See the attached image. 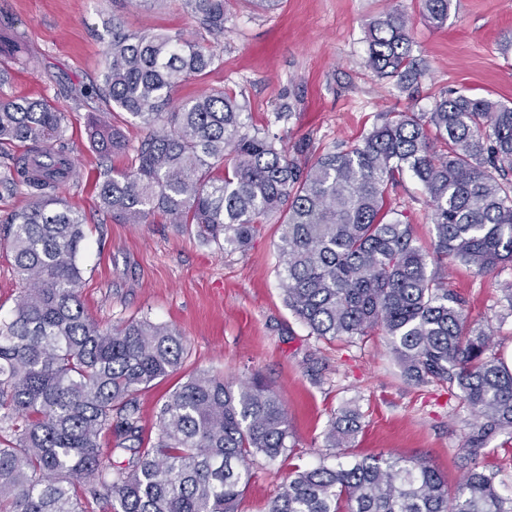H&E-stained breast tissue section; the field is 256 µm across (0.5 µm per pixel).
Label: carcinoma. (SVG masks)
<instances>
[{
    "label": "carcinoma",
    "instance_id": "carcinoma-1",
    "mask_svg": "<svg viewBox=\"0 0 512 512\" xmlns=\"http://www.w3.org/2000/svg\"><path fill=\"white\" fill-rule=\"evenodd\" d=\"M200 38L112 25L102 82L91 93L146 130L129 148L104 120L89 129L104 159L134 151L127 171L104 172L101 210L124 224L157 214L196 224L222 249L249 246L276 216L277 273L288 308L318 339L386 336L405 378L457 386L478 417L453 489L422 461L382 455L291 471L267 512H508L487 443L512 435V370L490 327L429 262L483 275L512 263V106L444 92L428 112H389L362 139L317 156L272 129L248 126L222 91L175 99L183 82L219 60L226 0H183ZM424 20L448 22L452 0H421ZM413 19L391 9L368 31L367 66L405 89L422 75L410 57ZM26 62L20 36L0 30V59ZM65 113L45 98L0 95V188L23 192L11 214L14 262L24 282L0 322V512H237L255 461L294 447L277 394L259 377L234 385L208 371L187 378L145 439L135 395L177 371L186 353L173 327L133 319L102 328L80 299L77 258L85 219L61 189L74 173ZM409 172L425 190L433 251L416 245L389 188ZM346 407L324 434L342 448L360 428ZM130 451L122 460L102 456Z\"/></svg>",
    "mask_w": 512,
    "mask_h": 512
}]
</instances>
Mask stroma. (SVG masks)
Instances as JSON below:
<instances>
[{
	"mask_svg": "<svg viewBox=\"0 0 512 512\" xmlns=\"http://www.w3.org/2000/svg\"><path fill=\"white\" fill-rule=\"evenodd\" d=\"M414 21L412 55L426 76L415 92L379 77L366 64L369 24L389 7ZM220 60L203 77L178 87L189 99L212 90L235 95L253 125L274 123L285 144L306 139L314 153L357 143L386 112L428 111L446 91L512 104V0H453L436 27L420 15V0H279L264 12L251 0H228ZM125 30L195 36L196 19L181 0L161 8L135 0H0V27L21 33L30 66L8 65V95L46 98L66 112V147L75 177L62 191L86 223L80 253V299L104 327L150 318L175 327L187 354L178 371L137 393L142 425L176 388L200 370L240 382L259 375L280 397L295 448L290 458L257 460L238 512H266L271 497L297 466L349 462L396 453L421 460L456 486L460 458L475 422L458 388L407 382L388 340H318L288 309L277 275L280 226L263 225L243 250L205 243L193 224H121L99 209L101 159L88 123L107 111L86 88L98 84L113 21ZM392 207L407 211L419 245L434 237L421 184L404 175L390 189ZM463 299L471 319L493 330L500 358L512 354V263L478 275L451 264L439 269ZM23 289L11 243L0 230V321L10 320ZM355 405L362 428L343 448L324 445L338 411ZM483 466L512 500V439L489 442Z\"/></svg>",
	"mask_w": 512,
	"mask_h": 512,
	"instance_id": "35a3bbf8",
	"label": "stroma"
}]
</instances>
